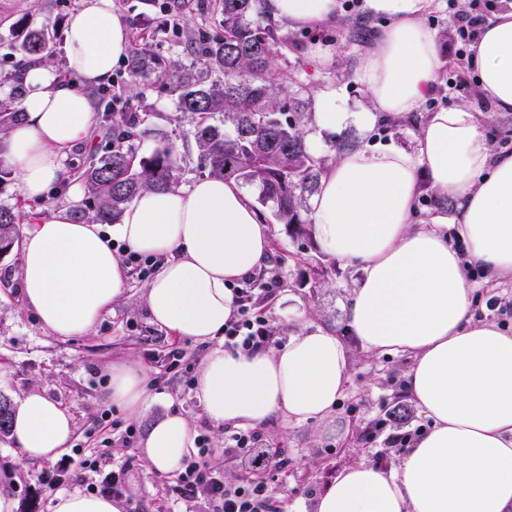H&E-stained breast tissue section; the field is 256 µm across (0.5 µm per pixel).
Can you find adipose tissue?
Listing matches in <instances>:
<instances>
[{
	"label": "adipose tissue",
	"mask_w": 512,
	"mask_h": 512,
	"mask_svg": "<svg viewBox=\"0 0 512 512\" xmlns=\"http://www.w3.org/2000/svg\"><path fill=\"white\" fill-rule=\"evenodd\" d=\"M433 0H367L388 19L356 71L368 106L351 109L335 88L317 97L312 156L326 150L323 132L372 130L383 117L419 110L441 66L436 32L425 23ZM272 19L293 29L336 21L338 0H263ZM130 50L126 23L112 0H84L66 22L69 78L33 63L23 73L22 115L6 139L5 159L28 200L61 184L70 149L89 136L97 103L93 86L108 83ZM495 111L512 113V10L491 20L469 60ZM416 147L363 146L337 153L309 200L319 250L362 277L346 312V336L312 321L282 347L255 353L212 347L235 309L234 287L261 269L273 250L266 223L232 179L205 177L185 188L144 191L115 232L58 210L23 225L25 304L54 336L87 333L123 295L129 267L120 241L149 259L148 315L167 334L209 344L195 393L217 428H259L282 419L316 421L346 439L336 407L349 388L354 338L377 356H408V393L431 420L398 461L344 469L319 493L312 512H512V333L476 321L477 268L485 282L512 280V153L491 157L484 131L465 106L441 109L414 134ZM453 202V221L417 216L422 186ZM149 375L113 365L108 400L138 417L149 401ZM11 433L26 459L60 456L74 433L71 413L41 393L20 399ZM196 429L166 413L147 431L140 455L157 475L176 472L194 452Z\"/></svg>",
	"instance_id": "1"
}]
</instances>
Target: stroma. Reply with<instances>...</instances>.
Masks as SVG:
<instances>
[{"instance_id":"stroma-1","label":"stroma","mask_w":512,"mask_h":512,"mask_svg":"<svg viewBox=\"0 0 512 512\" xmlns=\"http://www.w3.org/2000/svg\"><path fill=\"white\" fill-rule=\"evenodd\" d=\"M115 10L129 25L131 41L151 37L164 27L168 17L153 0H113ZM84 5V0H0V57L14 54L24 27L44 22L64 31L69 15ZM283 35L296 41L297 49H285L287 63L302 58L308 61L306 76L309 112L317 110L318 88L333 86L349 106L361 107L368 93L355 78L356 67L371 45L370 39L348 41L340 27L327 24L315 29L283 28ZM330 49L332 58L318 55V48ZM452 39L441 42L442 67L432 94L422 103L421 112H434L457 104L473 108L484 120L489 143H504L512 151V114L488 120L490 102L477 88L473 72H459L452 52ZM464 77L468 93H449L448 84ZM148 118L138 129L135 144L140 153H150L162 143H173L184 158L182 186L206 175L191 135L190 116L176 109V97L168 88L155 86L145 101ZM112 138V121L99 113L88 139L73 149L67 160V178L47 198L24 200L17 176L0 183V205L15 208L22 221L44 219L67 208L86 210L88 193L82 173L91 159L101 154ZM280 277L276 296L262 304L277 343H286L297 333L300 317H307L337 333H344L345 303L361 276L357 267L345 265L321 253L307 224H282L274 252L268 262ZM20 268V252L12 250L0 257V393L17 400L30 392H41L60 402L72 414L75 430L71 448L80 450L93 462L86 469H64V457L28 462L12 438L0 440V486L9 487L13 512H52L53 498L44 491L40 477L56 472L64 490L85 491L96 482L99 471L121 465L127 454L137 452L146 429L165 412H178L190 419L212 448V465L223 470L226 481L267 483L281 512H311L314 497L345 468L379 456H398L401 446L392 436L414 432L429 421L406 393L409 361L399 354L368 356L354 352L350 366V387L340 400L336 413L349 420L353 432L345 441L313 422L291 425L282 421L260 429L261 445L280 449L279 465L272 470L253 468L250 458H225V434L209 424L196 398L193 379L207 345L189 338H175L151 323L144 302V288L152 275L141 264L132 265L127 289L112 306L110 314L86 334L61 339L43 328L27 308L17 288L11 287ZM474 312L477 320L493 322L512 330V283L496 285L476 276ZM175 347L187 353L185 368H170L167 354ZM128 362L145 369L159 401L148 402L129 429L113 428V420L123 418L120 409L110 408L105 398L108 370ZM123 512H211L203 501L186 502L166 492L159 477L144 461H136L125 476L120 498Z\"/></svg>"}]
</instances>
